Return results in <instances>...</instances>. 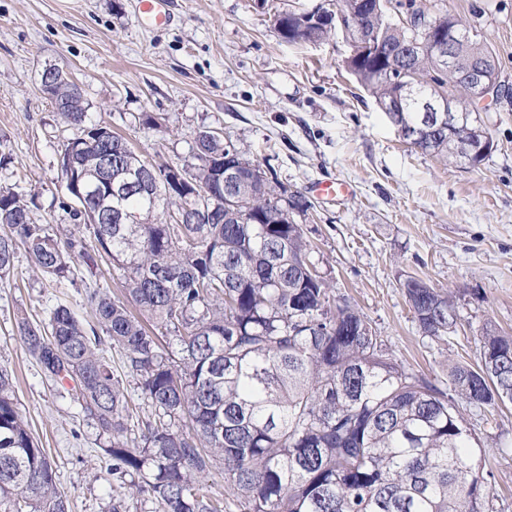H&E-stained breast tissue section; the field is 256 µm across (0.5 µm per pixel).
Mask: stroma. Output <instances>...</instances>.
Masks as SVG:
<instances>
[{
	"label": "stroma",
	"mask_w": 512,
	"mask_h": 512,
	"mask_svg": "<svg viewBox=\"0 0 512 512\" xmlns=\"http://www.w3.org/2000/svg\"><path fill=\"white\" fill-rule=\"evenodd\" d=\"M461 19L498 60L502 95L481 110L494 147L463 168L412 150L374 98L347 73L337 36L284 42L272 24L292 9L332 10L336 0H170L167 23L149 22L139 0H0V187L34 200L38 224H70L62 143L73 137L43 94L56 65L80 85L92 120L126 136L140 154L185 164L198 131H222L288 190L310 196L298 217L319 273L386 341L407 368L448 385V366L476 364L490 325L512 335V0H415ZM161 120L143 124L144 115ZM340 179L350 195L328 201L315 182ZM74 285L36 273L24 248L0 278V365L15 378L17 406L54 462L69 512H108L106 443L69 394L45 380L22 346L18 315L46 321L56 304L84 315L89 285L119 294V272L75 259ZM419 277L452 296L460 320L447 339L425 337L403 284ZM458 414L493 449L498 512H512V402Z\"/></svg>",
	"instance_id": "stroma-1"
}]
</instances>
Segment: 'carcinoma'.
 Listing matches in <instances>:
<instances>
[{
  "label": "carcinoma",
  "mask_w": 512,
  "mask_h": 512,
  "mask_svg": "<svg viewBox=\"0 0 512 512\" xmlns=\"http://www.w3.org/2000/svg\"><path fill=\"white\" fill-rule=\"evenodd\" d=\"M395 5L363 13L362 23L384 45L412 31L389 18ZM407 10L451 37L460 68L474 62L498 83L492 52L457 18L431 15L409 0ZM273 26L294 44H317L338 33L301 26L281 13ZM348 71L376 102L398 88L393 68L409 67L418 90L402 101L422 114L420 98L448 91V72L424 54L409 63L383 59L355 44ZM63 121L79 135L63 143V175H100L104 191L125 171L150 169L152 193L130 192L121 208L142 224H106L95 193L73 208L78 224H36L30 202L0 188V274L17 246L56 286L73 283L69 261L109 258L121 271L124 297L95 289L87 297L92 321L56 305L46 324L17 319V333L45 378L76 383L73 400L109 439L112 479L120 492L109 512L151 503L152 512H224V498L202 492L216 470L243 512H494L492 470L475 431L456 402L476 407L512 400V336L492 327L480 336L481 364L454 363L448 388L399 362L364 315L339 301L330 283L311 275L309 244L295 216L306 198L269 179L262 165L210 130L191 147L198 195L166 189L168 164L137 154L128 140L88 117L67 88ZM470 137L455 126L411 148L453 160L448 143ZM121 165L98 172L101 158ZM232 157L245 181L222 184ZM236 198L237 212L216 211L204 224H179L188 208L211 193ZM422 335L442 340L459 315L448 294L419 277L404 285ZM108 337L124 357L119 375L103 355ZM131 379L128 389L125 379ZM0 512H68L53 462L15 402L11 372L0 366Z\"/></svg>",
  "instance_id": "carcinoma-1"
}]
</instances>
